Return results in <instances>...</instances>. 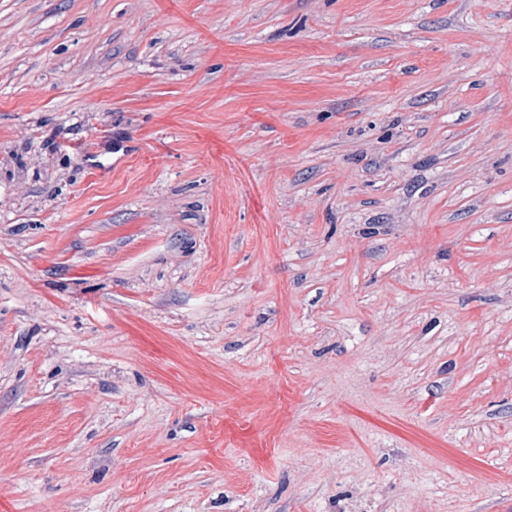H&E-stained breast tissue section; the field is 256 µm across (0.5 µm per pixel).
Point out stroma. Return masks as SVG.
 Returning a JSON list of instances; mask_svg holds the SVG:
<instances>
[{"label":"stroma","mask_w":512,"mask_h":512,"mask_svg":"<svg viewBox=\"0 0 512 512\" xmlns=\"http://www.w3.org/2000/svg\"><path fill=\"white\" fill-rule=\"evenodd\" d=\"M0 512H512V0H0Z\"/></svg>","instance_id":"35a3bbf8"}]
</instances>
